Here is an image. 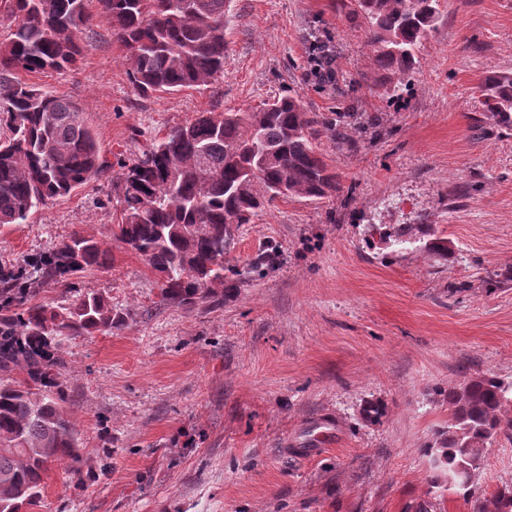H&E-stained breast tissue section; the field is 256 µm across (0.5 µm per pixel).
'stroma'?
Returning <instances> with one entry per match:
<instances>
[{
    "instance_id": "obj_1",
    "label": "stroma",
    "mask_w": 512,
    "mask_h": 512,
    "mask_svg": "<svg viewBox=\"0 0 512 512\" xmlns=\"http://www.w3.org/2000/svg\"><path fill=\"white\" fill-rule=\"evenodd\" d=\"M441 11L394 108L365 81L368 26L343 0H233L224 76L205 87L138 97L103 23L75 67L27 75L78 103L109 159L132 153L133 132L281 95L382 115L377 138L323 139L336 195L277 201L242 227L228 265L266 243L281 263L220 308L160 303L155 274L112 237L111 177L0 229L3 265L75 233L108 243L111 264L83 281L125 317L62 346L89 474L52 465L40 512H476L512 484V434L488 446L471 497L428 484L425 447L451 418L434 389L512 381V132L493 128L477 89L512 72V0ZM315 39L336 57V86L310 76ZM400 224L434 225L452 258L388 248L380 234ZM368 399L387 406L379 424L359 415Z\"/></svg>"
}]
</instances>
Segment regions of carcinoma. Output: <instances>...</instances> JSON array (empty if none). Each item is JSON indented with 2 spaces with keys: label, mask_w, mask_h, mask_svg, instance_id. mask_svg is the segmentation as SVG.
Instances as JSON below:
<instances>
[{
  "label": "carcinoma",
  "mask_w": 512,
  "mask_h": 512,
  "mask_svg": "<svg viewBox=\"0 0 512 512\" xmlns=\"http://www.w3.org/2000/svg\"><path fill=\"white\" fill-rule=\"evenodd\" d=\"M233 0H6L0 38V227L25 224L47 201L65 197L112 173L121 223L112 236L140 256L157 276L161 300L193 310L224 306V296L279 261L278 249L260 251L243 270L224 264L243 225L275 201L320 202L340 189L339 176L319 148L326 137L344 143L341 129L373 125L356 112H311L290 95L246 112L216 109L172 128L112 163L103 157L83 112L72 100L28 83L25 73L64 71L76 64L92 32L106 21L125 50L130 84L142 97L210 85L224 76L228 16ZM353 16L369 24L372 84L391 103L403 98L417 51L440 18L439 0H354ZM479 91L486 112L512 131V73L491 72ZM424 248L446 259L448 239L427 225ZM391 246L417 242L408 224L384 233ZM110 247L73 234L15 265L0 266V512H29L42 503L45 477L60 459L81 473L82 456L59 381L64 341L118 329L123 317L99 291L82 285L84 273L104 268ZM64 287L63 299L37 304V291ZM21 372L25 378H14ZM451 420L426 450L429 483L471 494L485 450L512 431V382L492 375L463 387L437 388ZM361 419L386 415L366 400Z\"/></svg>",
  "instance_id": "carcinoma-1"
}]
</instances>
